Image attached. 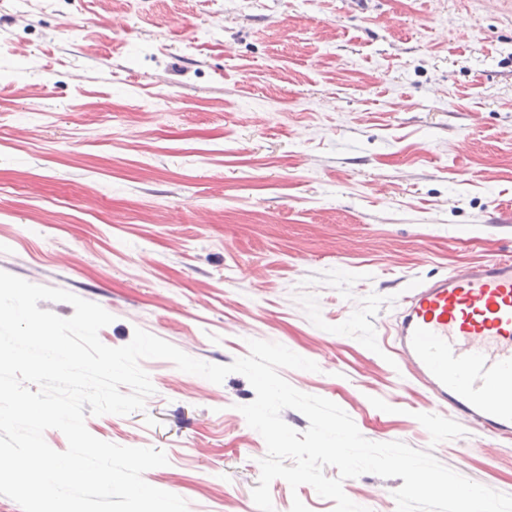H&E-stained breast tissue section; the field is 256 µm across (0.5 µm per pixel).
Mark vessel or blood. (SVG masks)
I'll use <instances>...</instances> for the list:
<instances>
[{"mask_svg": "<svg viewBox=\"0 0 512 512\" xmlns=\"http://www.w3.org/2000/svg\"><path fill=\"white\" fill-rule=\"evenodd\" d=\"M392 350L435 402L512 441V254L416 284L392 325Z\"/></svg>", "mask_w": 512, "mask_h": 512, "instance_id": "obj_1", "label": "vessel or blood"}]
</instances>
